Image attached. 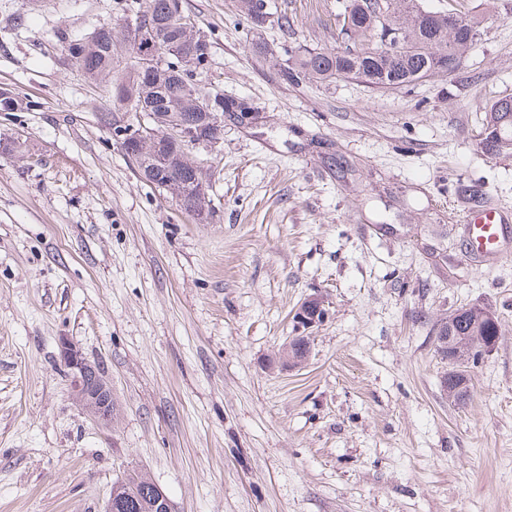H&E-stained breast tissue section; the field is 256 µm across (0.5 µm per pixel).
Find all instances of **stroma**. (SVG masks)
Instances as JSON below:
<instances>
[{"label":"stroma","instance_id":"35a3bbf8","mask_svg":"<svg viewBox=\"0 0 512 512\" xmlns=\"http://www.w3.org/2000/svg\"><path fill=\"white\" fill-rule=\"evenodd\" d=\"M455 1L481 31L460 68L382 90L281 75L340 45L347 0H271L261 27L240 0H183L208 91L253 110L191 151L200 224L139 179L111 84L69 53L144 0H0V89L27 104L0 139L29 145L0 154V512H103L130 471L172 512H512V256L473 264L458 224L512 208V155L478 146L512 97V0ZM313 294L328 318L284 366ZM466 304L502 335L457 407L433 329ZM64 338L110 382L109 426L73 397ZM328 317L324 299L319 295H311L305 298L293 315L294 331L298 336H293L282 348L283 359L287 366L292 368L301 367L308 358L310 350V337L308 333L315 327L322 325ZM302 340L301 350L297 356L293 353L292 340ZM307 349V353L306 350ZM303 354L304 358L299 356Z\"/></svg>","mask_w":512,"mask_h":512}]
</instances>
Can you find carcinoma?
Segmentation results:
<instances>
[{
    "label": "carcinoma",
    "mask_w": 512,
    "mask_h": 512,
    "mask_svg": "<svg viewBox=\"0 0 512 512\" xmlns=\"http://www.w3.org/2000/svg\"><path fill=\"white\" fill-rule=\"evenodd\" d=\"M403 8L394 12L395 24L403 29L408 39L406 51L398 57H389L379 52L378 42L363 32L354 34V43L360 46L362 55L340 57L334 50L306 49L295 61L294 66L282 71L284 79L291 83L315 81L333 83L338 79H360L378 89H393L434 76L431 61L438 59L448 65V73L455 72L452 63L464 55L477 42L478 29L463 12H458L461 28L450 32L440 26L433 30H417V5L419 0H394ZM143 17L159 21L162 28L155 35L141 33L136 39L112 20H105L98 27V40L92 44L77 41L69 46V52L80 50L75 62L91 79H108L120 85L121 97L135 98L144 102L149 111L162 117L168 128H174L173 119L181 112H192L189 99L205 98L209 95L202 80V74L209 63L210 52L196 51V46L184 45V53L174 55L163 48V44L185 37L183 26L191 20L185 13L182 0H145ZM159 55L163 75H151L139 71L140 53L143 46ZM498 126L501 136L493 139L480 138L481 151L490 156L512 153V105L497 109L492 103L486 113L484 127ZM453 341L457 342L460 353L477 361L480 349L497 343L501 336V323L484 320L475 323V315H448ZM128 487L130 507L126 512H152L151 482L143 475L129 472L123 479Z\"/></svg>",
    "instance_id": "carcinoma-1"
}]
</instances>
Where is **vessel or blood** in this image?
<instances>
[{"label":"vessel or blood","mask_w":512,"mask_h":512,"mask_svg":"<svg viewBox=\"0 0 512 512\" xmlns=\"http://www.w3.org/2000/svg\"><path fill=\"white\" fill-rule=\"evenodd\" d=\"M462 222L465 248L475 264L512 253V210L485 205L467 209Z\"/></svg>","instance_id":"vessel-or-blood-1"}]
</instances>
